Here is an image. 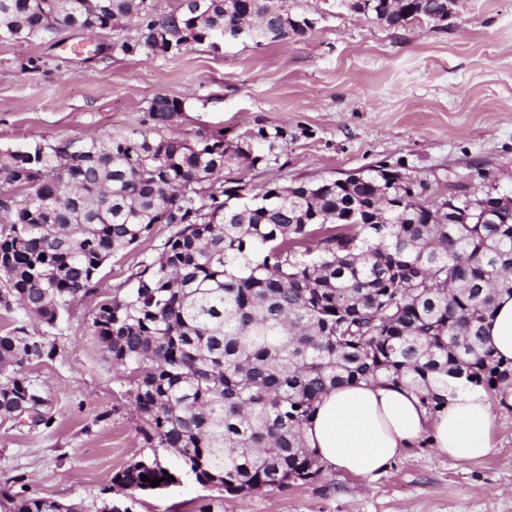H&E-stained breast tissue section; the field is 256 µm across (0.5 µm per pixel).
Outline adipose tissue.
Returning a JSON list of instances; mask_svg holds the SVG:
<instances>
[{
  "label": "adipose tissue",
  "mask_w": 512,
  "mask_h": 512,
  "mask_svg": "<svg viewBox=\"0 0 512 512\" xmlns=\"http://www.w3.org/2000/svg\"><path fill=\"white\" fill-rule=\"evenodd\" d=\"M484 345L512 362V295L502 294L487 320ZM317 463L356 478L384 471L421 442L461 460H479L494 449L492 402L472 393L429 411L417 390L389 381H361L322 394L304 427Z\"/></svg>",
  "instance_id": "adipose-tissue-1"
}]
</instances>
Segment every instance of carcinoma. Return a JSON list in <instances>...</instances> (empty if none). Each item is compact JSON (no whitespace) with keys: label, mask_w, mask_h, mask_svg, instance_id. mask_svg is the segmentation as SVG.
<instances>
[{"label":"carcinoma","mask_w":512,"mask_h":512,"mask_svg":"<svg viewBox=\"0 0 512 512\" xmlns=\"http://www.w3.org/2000/svg\"><path fill=\"white\" fill-rule=\"evenodd\" d=\"M365 2L396 27L437 20L446 0ZM291 19L288 0H0V39L134 22L137 37L118 50L156 55L213 49L227 29L271 42L310 29ZM183 110L159 95L148 114L160 130ZM287 140V128L262 126L234 141L112 135L0 150V311L55 328L98 293L109 259L155 224L173 228L159 257L99 302L92 327L127 373L145 441L198 484L240 497L318 477L303 429L329 389L386 378L417 388L433 412L471 389L503 405L512 395V364L483 341L499 295H512V196L464 193L473 218L442 224L425 184L413 196L386 165L258 191L239 175ZM359 198L367 210L353 217ZM482 204L497 223H477ZM55 356L21 327L0 335V423L45 409L25 368ZM168 475L155 454L110 482L132 495L168 487ZM13 512L131 508L21 496Z\"/></svg>","instance_id":"cac0c4a2"}]
</instances>
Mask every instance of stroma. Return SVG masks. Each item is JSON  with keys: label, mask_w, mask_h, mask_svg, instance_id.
<instances>
[{"label": "stroma", "mask_w": 512, "mask_h": 512, "mask_svg": "<svg viewBox=\"0 0 512 512\" xmlns=\"http://www.w3.org/2000/svg\"><path fill=\"white\" fill-rule=\"evenodd\" d=\"M313 27L302 37L221 51L196 44L172 55L126 56L104 35L66 29L56 39L0 41V147L152 133L155 96L184 110L168 136L188 141L283 126L269 164L244 171L255 188L364 172L387 163L424 182L429 200L487 185L512 193V0H455L443 22L393 28L337 0H288ZM37 59L39 70L28 67ZM170 235L154 225L102 268L109 295ZM95 299L74 303L57 328L0 313V335L25 327L54 345V359L27 366L46 397L50 427L0 424V512L9 494L63 503L102 494L112 475L150 448L131 387L93 333ZM495 451L470 462L411 449L372 481L325 468L315 481L248 497L200 486L173 454L179 481L138 493L131 512H512V409L493 406Z\"/></svg>", "instance_id": "1"}]
</instances>
